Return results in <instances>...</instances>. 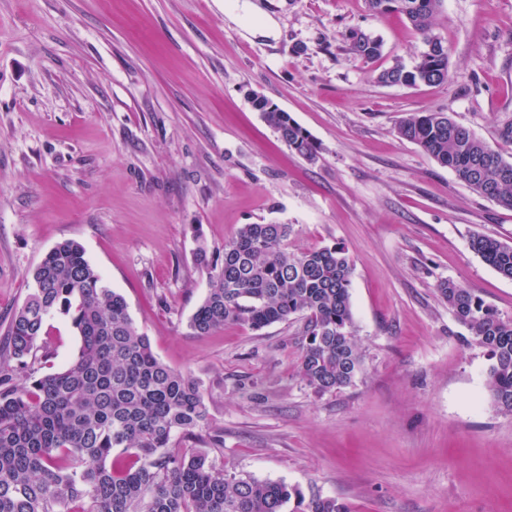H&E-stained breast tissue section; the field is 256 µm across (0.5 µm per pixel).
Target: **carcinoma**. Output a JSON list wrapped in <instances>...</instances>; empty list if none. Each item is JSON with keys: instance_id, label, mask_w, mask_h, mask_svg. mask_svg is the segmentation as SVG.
<instances>
[{"instance_id": "1", "label": "carcinoma", "mask_w": 512, "mask_h": 512, "mask_svg": "<svg viewBox=\"0 0 512 512\" xmlns=\"http://www.w3.org/2000/svg\"><path fill=\"white\" fill-rule=\"evenodd\" d=\"M375 15L399 14L423 35L425 49L410 67L395 62L377 80L416 86L448 76V47L429 35L442 0H366ZM349 51L365 64L382 41L363 31ZM280 139L312 161L317 145L288 113L254 102ZM398 133L419 145L480 196L512 208V161L443 112L409 115ZM290 224H244L209 264L207 294L190 327L206 334L229 322L260 330L305 320L300 373L319 392L352 385L362 368L350 288L353 262L345 248L290 250ZM470 247L512 279V242L474 235ZM32 292L13 314L9 353L0 359V512H348L334 499L305 498L284 483L215 470L208 456L184 449L201 439L209 411L200 383L162 363L135 327L125 298L112 290L66 241L31 271ZM437 290L455 319L490 361L486 387L493 406L512 414V318L503 317L463 285ZM70 319L80 336L76 358L36 374L28 358L46 320ZM25 374L24 385L14 377Z\"/></svg>"}]
</instances>
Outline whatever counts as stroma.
<instances>
[{
	"label": "stroma",
	"instance_id": "35a3bbf8",
	"mask_svg": "<svg viewBox=\"0 0 512 512\" xmlns=\"http://www.w3.org/2000/svg\"><path fill=\"white\" fill-rule=\"evenodd\" d=\"M0 0V339L58 243H80L164 364L203 388L216 470L282 482L350 512H512V415L486 388L482 348L442 301L445 279L512 316V279L470 247L512 238V209L481 197L401 120L445 112L512 156V0H442L432 33L448 77L384 85L423 39L366 0ZM378 36L366 65L347 37ZM262 97L318 145L292 152ZM289 224L298 248L342 245L364 357L354 384L299 375L303 324L195 333L208 289L195 254L244 224ZM47 319L36 367L77 355Z\"/></svg>",
	"mask_w": 512,
	"mask_h": 512
}]
</instances>
